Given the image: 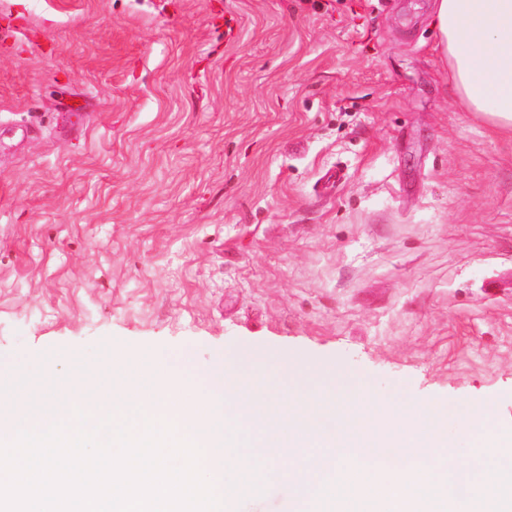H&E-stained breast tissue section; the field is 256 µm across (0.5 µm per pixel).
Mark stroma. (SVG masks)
<instances>
[{
    "label": "stroma",
    "instance_id": "35a3bbf8",
    "mask_svg": "<svg viewBox=\"0 0 512 512\" xmlns=\"http://www.w3.org/2000/svg\"><path fill=\"white\" fill-rule=\"evenodd\" d=\"M435 0H0V364L307 359L512 428V131ZM267 477L235 512H292Z\"/></svg>",
    "mask_w": 512,
    "mask_h": 512
}]
</instances>
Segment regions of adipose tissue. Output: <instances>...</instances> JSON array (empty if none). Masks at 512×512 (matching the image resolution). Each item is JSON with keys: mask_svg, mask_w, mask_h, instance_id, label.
<instances>
[{"mask_svg": "<svg viewBox=\"0 0 512 512\" xmlns=\"http://www.w3.org/2000/svg\"><path fill=\"white\" fill-rule=\"evenodd\" d=\"M433 26L469 107L512 130V0H437Z\"/></svg>", "mask_w": 512, "mask_h": 512, "instance_id": "obj_1", "label": "adipose tissue"}]
</instances>
